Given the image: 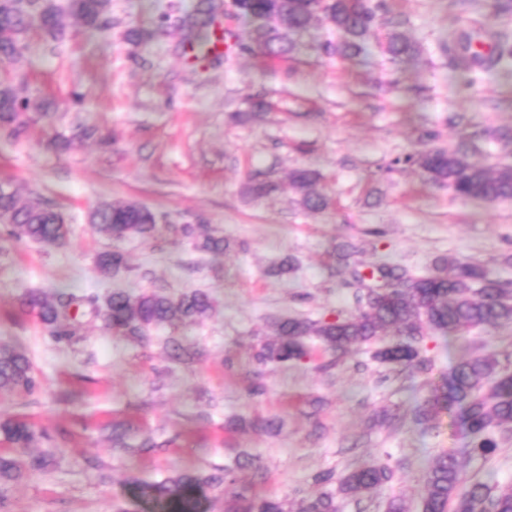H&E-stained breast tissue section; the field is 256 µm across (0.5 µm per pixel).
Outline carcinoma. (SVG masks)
I'll return each instance as SVG.
<instances>
[{
    "instance_id": "1",
    "label": "carcinoma",
    "mask_w": 512,
    "mask_h": 512,
    "mask_svg": "<svg viewBox=\"0 0 512 512\" xmlns=\"http://www.w3.org/2000/svg\"><path fill=\"white\" fill-rule=\"evenodd\" d=\"M111 0H68L60 8L53 0H0V59L11 60L32 29L55 42L63 39L64 17L71 16L85 26L98 29ZM215 3L199 0L188 16L186 41L196 57L216 53L218 35L212 29ZM235 13L254 21L250 41L253 48L269 56L288 53L293 44L288 33L306 30L314 21L327 22L338 34L336 43L325 51L337 56L366 59L379 51L391 61L415 55L418 47L393 30L384 41L374 39L385 0H233ZM493 52L485 59L473 50L472 38L464 33L456 49L448 50L456 66L466 70L485 69L512 57V45L497 36ZM30 101L19 99L13 79L0 75V128L20 138L29 124ZM417 166L427 181L446 185L462 200L494 203L512 199V166L493 168L472 161L459 150L432 148L409 155L395 163ZM317 176L295 170L289 185L301 196L303 205L316 212L328 207L329 199L316 188ZM96 228L114 241L127 238L149 240L158 231L157 215L133 202L106 203L93 211ZM0 225L9 236L29 239L47 246L64 243L71 234L65 215L45 202H23L18 190L0 181ZM183 239L203 252H224L229 243L223 236L204 230L202 224H181ZM100 274L109 278L128 269L125 254L115 248L100 254ZM361 282L385 280L389 289H369L364 306L347 317L310 320L292 317L279 321L275 337L253 348L259 365H286L307 356L306 339L317 338L325 349L347 355L362 343L379 336H395L397 341L379 350L376 357L399 363L418 374L432 370L431 361L421 356L420 345L434 333L457 337L476 329H496L512 324V280L493 277L482 265L465 258L448 257L434 264V271L419 276L390 260L352 271ZM90 313L115 336L144 340L157 327L196 323L213 310L210 295L200 290L168 295L158 291L132 293L114 291L106 302L86 298ZM78 298L66 290L46 296L38 290L27 292L21 305L36 313L50 336L60 342L83 328L72 314ZM425 394L414 408L417 422L429 423L443 411H455L458 426L466 439L461 449L443 451L428 468L420 492V512H512V484L465 483L463 460L485 457L497 450L495 431L512 430V370L494 353L468 354L438 381L424 382ZM39 388V379L28 357L9 345H0V392L30 395ZM0 433L12 444L10 454L0 455V481L20 478L26 472L46 466L43 455H27L28 448L44 433L25 420L0 422ZM394 468L387 462L371 461L338 476L324 472L314 477L317 490L301 499L298 507L276 498L249 494V487L233 472L202 477L183 473L156 483L137 487L138 498L161 512H202L201 491L205 488L224 495L225 512H337L336 496L329 486L336 484L346 497L371 498L392 483Z\"/></svg>"
}]
</instances>
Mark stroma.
<instances>
[{"instance_id": "stroma-1", "label": "stroma", "mask_w": 512, "mask_h": 512, "mask_svg": "<svg viewBox=\"0 0 512 512\" xmlns=\"http://www.w3.org/2000/svg\"><path fill=\"white\" fill-rule=\"evenodd\" d=\"M196 0H111L106 25L68 20L61 43L31 32L13 60L0 61L20 96L30 98V129L13 139L0 130V178L22 199L61 210L72 234L53 248L0 237V343L25 352L39 377L31 395L0 393V420L20 418L47 432L36 452L48 471L0 483V512H143L134 481H161L184 471L207 475L253 457L243 471L250 489L294 502L323 471L343 473L389 459L396 473L378 497L339 498V512H386L402 496L419 512L422 477L441 451L465 445L454 416L442 413L426 432L411 420L372 425L385 409H408L423 395L421 375L379 361V342L336 358L310 342L305 359L257 365L253 345L272 336L282 317L350 315L356 289L341 285L333 250L358 247L359 261L383 259L413 273L431 272L440 256L468 258L512 280V200L462 201L426 182L419 169L389 170L398 157L438 145L491 166H512V57L488 73L453 69L442 47L463 31L505 34L512 13L493 16L490 0H387L379 34L399 28L422 44L394 65L325 54L335 31L316 22L293 36L288 55L247 49L248 26L224 13L217 21L226 53L188 61L182 19ZM164 27L136 45L134 29ZM317 173L331 200L307 210L289 173ZM276 183L256 198L250 179ZM115 200L165 215L154 239L124 241L129 269L105 279L96 268L112 242L89 224ZM205 224L235 244L203 253L174 232ZM293 257L298 269L271 270ZM107 295L117 289L178 294L207 291L212 315L153 331L136 343L92 324L80 339L58 343L20 301L30 289ZM192 355L171 359L169 340ZM265 392L255 396L254 384ZM280 420L271 433L256 422ZM128 450L112 448L113 425ZM154 447H142L145 438ZM497 450L472 457L464 479L512 484V432Z\"/></svg>"}]
</instances>
